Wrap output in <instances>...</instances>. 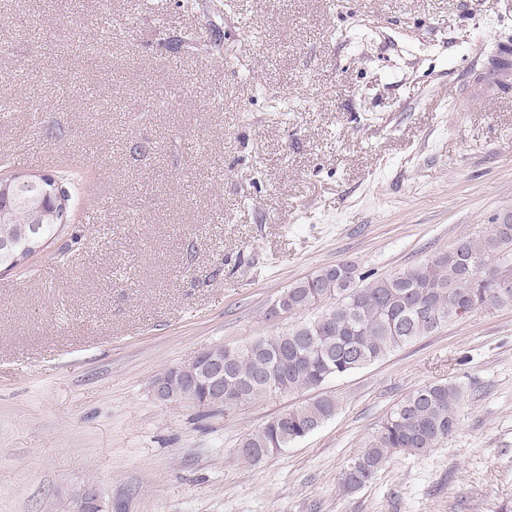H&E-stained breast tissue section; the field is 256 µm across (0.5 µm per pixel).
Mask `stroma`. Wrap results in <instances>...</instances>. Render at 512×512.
<instances>
[{
	"mask_svg": "<svg viewBox=\"0 0 512 512\" xmlns=\"http://www.w3.org/2000/svg\"><path fill=\"white\" fill-rule=\"evenodd\" d=\"M512 0H0L12 171L78 173L80 242L0 273V512H512V306L327 379L336 414L259 462L240 441L310 390L231 410L151 379L288 329L339 262L383 278L512 212V92L468 101ZM435 382L457 428L344 490Z\"/></svg>",
	"mask_w": 512,
	"mask_h": 512,
	"instance_id": "35a3bbf8",
	"label": "stroma"
}]
</instances>
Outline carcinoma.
<instances>
[{
  "mask_svg": "<svg viewBox=\"0 0 512 512\" xmlns=\"http://www.w3.org/2000/svg\"><path fill=\"white\" fill-rule=\"evenodd\" d=\"M478 234L460 238L453 248L393 275L369 280L356 265L322 267L283 290L268 309L271 321L300 314L335 299L321 315L286 331L260 336L244 346H226L224 390L201 383L194 400L207 407L232 409L227 398L311 390L326 379L360 370L395 350L435 332L453 319L479 309L512 306V288L481 277L480 264L512 259V214ZM69 224H41L42 247L51 245ZM462 392L448 382L419 387L381 422L365 448L346 466L342 486L354 491L370 484L392 457L418 454L437 446L456 428ZM328 395L283 411L259 431L243 438L239 455L260 461L305 438L335 416Z\"/></svg>",
  "mask_w": 512,
  "mask_h": 512,
  "instance_id": "obj_1",
  "label": "carcinoma"
}]
</instances>
